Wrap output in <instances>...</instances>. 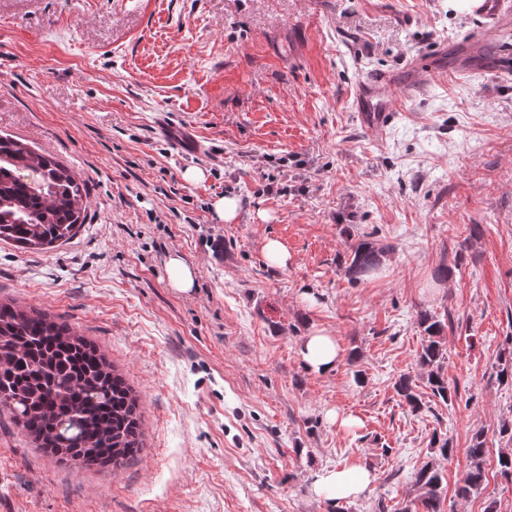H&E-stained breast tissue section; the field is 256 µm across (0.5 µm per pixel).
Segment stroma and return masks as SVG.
<instances>
[{
    "label": "stroma",
    "mask_w": 512,
    "mask_h": 512,
    "mask_svg": "<svg viewBox=\"0 0 512 512\" xmlns=\"http://www.w3.org/2000/svg\"><path fill=\"white\" fill-rule=\"evenodd\" d=\"M482 23L455 0H0V132L88 186L71 240L0 243V299L96 344L144 434L119 470L67 467L0 413V512H402L436 431L454 448L442 512H512V69L462 75ZM413 65L425 91L390 88L392 124L363 126L357 81ZM366 235L386 253L353 283L342 266ZM173 257L191 290L171 285ZM423 310L446 322L448 403L416 364ZM315 330L343 354L327 375L297 358ZM405 373L426 410L397 396ZM479 429L487 481L461 500ZM357 463L362 496L317 493ZM168 273L171 284L179 291L186 292L191 289L194 281L193 270L180 259L172 258L168 264Z\"/></svg>",
    "instance_id": "obj_1"
}]
</instances>
